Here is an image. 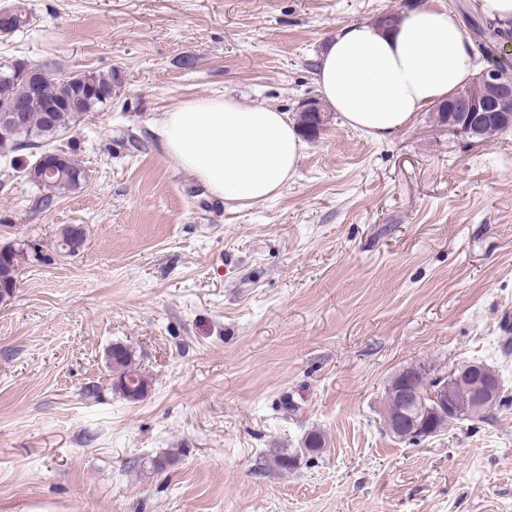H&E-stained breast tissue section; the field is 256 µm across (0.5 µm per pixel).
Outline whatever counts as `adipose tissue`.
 Returning <instances> with one entry per match:
<instances>
[{"label":"adipose tissue","mask_w":512,"mask_h":512,"mask_svg":"<svg viewBox=\"0 0 512 512\" xmlns=\"http://www.w3.org/2000/svg\"><path fill=\"white\" fill-rule=\"evenodd\" d=\"M474 76L456 17L435 8L408 13L389 32L369 21L344 26L325 45L316 71L323 99L344 124L379 140ZM154 132L178 169L241 206L276 197L304 149L286 113L224 94L167 109Z\"/></svg>","instance_id":"adipose-tissue-1"}]
</instances>
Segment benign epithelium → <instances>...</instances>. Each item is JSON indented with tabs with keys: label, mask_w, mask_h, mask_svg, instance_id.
<instances>
[{
	"label": "benign epithelium",
	"mask_w": 512,
	"mask_h": 512,
	"mask_svg": "<svg viewBox=\"0 0 512 512\" xmlns=\"http://www.w3.org/2000/svg\"><path fill=\"white\" fill-rule=\"evenodd\" d=\"M448 112V128L472 138L482 137L485 125L493 123L499 129L512 130V77L502 74L494 67L480 69L471 84L455 92L444 108ZM480 364L472 363L461 369L448 370L445 379L422 391L413 385L416 367L411 365L396 373V393L400 401V413L404 416L400 426L409 432L423 430L422 422L430 413L446 411L469 419H481L496 406L502 388L501 376L495 380L477 382L476 393L471 400L457 403L454 399L456 381L477 378ZM398 426V427H400ZM394 422L386 423V430L398 432Z\"/></svg>",
	"instance_id": "1"
}]
</instances>
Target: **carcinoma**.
<instances>
[{
  "instance_id": "cac0c4a2",
  "label": "carcinoma",
  "mask_w": 512,
  "mask_h": 512,
  "mask_svg": "<svg viewBox=\"0 0 512 512\" xmlns=\"http://www.w3.org/2000/svg\"><path fill=\"white\" fill-rule=\"evenodd\" d=\"M476 51L487 64L497 67L503 74L512 73L507 64L493 58L498 43L512 39V28L490 20L477 24ZM27 67V62L17 61L0 71V87L7 89L8 97L13 103L29 102V87L18 72ZM44 79L42 96L55 105L52 112H43L40 107L33 105L24 113L23 122L6 137L0 136V150L14 151L21 149L40 148L46 142H53L61 137L89 112L112 104L113 95L121 85V77L116 72L100 74L85 72L81 80L76 81L72 76H57V69L48 65L42 67ZM301 132L309 136L317 135L318 126L323 124V116L307 112L299 113ZM61 162L52 177L57 193L63 189L74 190L86 181V171L69 153L60 152ZM84 229L79 224H66L56 233L54 250L58 253L72 254L78 251L84 243ZM44 261L47 256L40 251L29 252L20 245L0 250V302L13 296L17 283L20 266L28 260ZM109 361L113 371L119 375L116 388L122 395L138 401L147 390V380L132 367V352L122 344H114L109 349ZM324 436L317 432L307 433L304 447L279 448L274 455L272 467L279 471H291L298 468L294 460L306 455L311 450L317 454L325 451Z\"/></svg>"
}]
</instances>
